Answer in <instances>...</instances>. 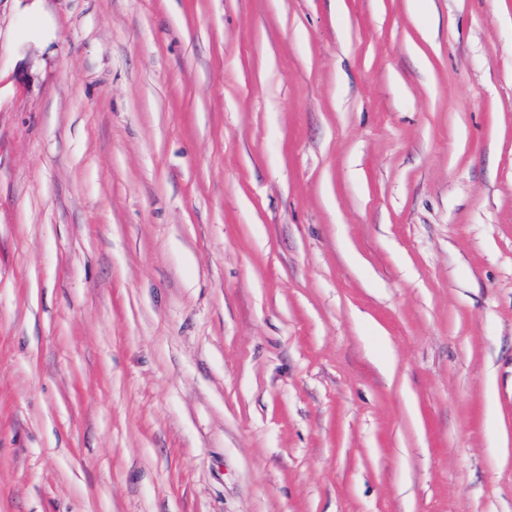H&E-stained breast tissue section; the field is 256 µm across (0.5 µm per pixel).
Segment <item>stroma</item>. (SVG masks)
I'll list each match as a JSON object with an SVG mask.
<instances>
[{"mask_svg":"<svg viewBox=\"0 0 512 512\" xmlns=\"http://www.w3.org/2000/svg\"><path fill=\"white\" fill-rule=\"evenodd\" d=\"M0 0V512H512V0Z\"/></svg>","mask_w":512,"mask_h":512,"instance_id":"35a3bbf8","label":"stroma"}]
</instances>
